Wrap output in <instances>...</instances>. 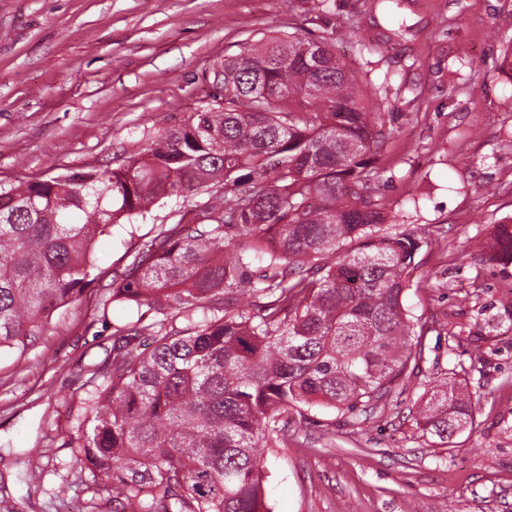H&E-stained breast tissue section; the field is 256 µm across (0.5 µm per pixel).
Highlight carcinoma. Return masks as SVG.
I'll list each match as a JSON object with an SVG mask.
<instances>
[{
    "label": "carcinoma",
    "instance_id": "cac0c4a2",
    "mask_svg": "<svg viewBox=\"0 0 512 512\" xmlns=\"http://www.w3.org/2000/svg\"><path fill=\"white\" fill-rule=\"evenodd\" d=\"M219 73L213 103L121 166L0 184V357L18 362L91 282L112 225L224 183L200 223L161 227L112 277L110 300L154 311L151 343L115 331L73 448L136 512H270L263 456L292 416L378 401L424 352L403 304L422 241L385 227L382 113L359 73L295 34L244 43ZM481 249L512 260V229ZM413 420L442 447L475 425L448 378Z\"/></svg>",
    "mask_w": 512,
    "mask_h": 512
}]
</instances>
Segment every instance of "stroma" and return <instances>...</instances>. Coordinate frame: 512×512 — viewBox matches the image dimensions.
Masks as SVG:
<instances>
[{
  "instance_id": "obj_1",
  "label": "stroma",
  "mask_w": 512,
  "mask_h": 512,
  "mask_svg": "<svg viewBox=\"0 0 512 512\" xmlns=\"http://www.w3.org/2000/svg\"><path fill=\"white\" fill-rule=\"evenodd\" d=\"M288 32L333 38L367 73L380 193L423 239L405 305L429 330L373 410L294 418L264 456L271 512H512V263L473 246L512 222V79L498 69L512 0H0V183L119 166L211 102L240 44ZM223 190L114 225L84 294L21 361L0 359V512H114L71 447L79 400L133 321L104 298L140 243ZM450 375L476 423L442 448L408 414Z\"/></svg>"
}]
</instances>
